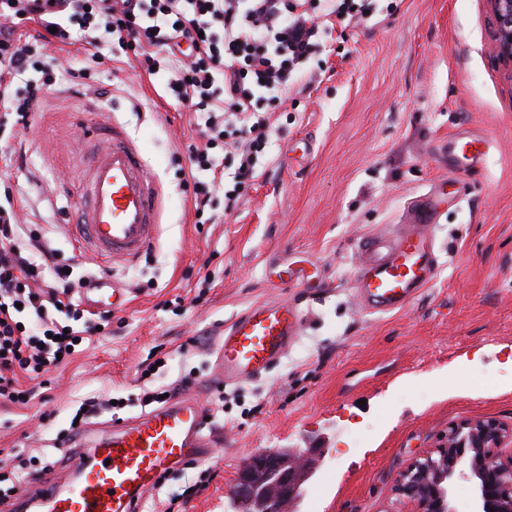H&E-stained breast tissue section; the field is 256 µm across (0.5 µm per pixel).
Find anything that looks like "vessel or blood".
I'll list each match as a JSON object with an SVG mask.
<instances>
[{"mask_svg": "<svg viewBox=\"0 0 512 512\" xmlns=\"http://www.w3.org/2000/svg\"><path fill=\"white\" fill-rule=\"evenodd\" d=\"M87 140L89 160L82 172V202L70 226L72 238L80 250L102 261H134L157 240L161 183L122 127L96 128ZM487 146L482 137H466L455 151L458 168L475 167ZM441 211V199L425 194L412 209V230L387 243L372 235L359 240L354 290L364 310L400 312L436 278L441 255L433 228ZM80 296L87 304L115 310L127 304L126 289L106 277H95ZM301 320L294 303L269 301L226 321L218 352L225 380L245 382L265 374L287 353ZM209 446L199 404L188 398L174 401L116 425L94 458H73L75 476L64 488L42 483L45 512H139L141 494L159 474L204 459Z\"/></svg>", "mask_w": 512, "mask_h": 512, "instance_id": "b4317fda", "label": "vessel or blood"}]
</instances>
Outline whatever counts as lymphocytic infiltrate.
Listing matches in <instances>:
<instances>
[{
    "label": "lymphocytic infiltrate",
    "mask_w": 512,
    "mask_h": 512,
    "mask_svg": "<svg viewBox=\"0 0 512 512\" xmlns=\"http://www.w3.org/2000/svg\"><path fill=\"white\" fill-rule=\"evenodd\" d=\"M365 0H0V139L28 130L32 116L57 89L50 46L87 35L91 59L102 63L101 36L132 51L142 69L162 75L166 94L193 112L201 129L188 145L196 218L223 192L235 210V188L254 178L273 130L266 117L283 101L298 73L317 52L322 22L364 18ZM23 86H16L17 77ZM223 156H216V147ZM233 189H224L225 178ZM43 228L21 223L11 190L0 193V397L31 401L20 377L37 379L69 364L76 342L108 327L109 314L87 317L75 294L89 272H68ZM96 397L83 399L67 434L40 451L39 468H18L17 481L32 484L62 462V447L98 415Z\"/></svg>",
    "instance_id": "obj_1"
}]
</instances>
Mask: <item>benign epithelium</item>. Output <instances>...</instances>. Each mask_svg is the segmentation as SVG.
<instances>
[{
  "label": "benign epithelium",
  "mask_w": 512,
  "mask_h": 512,
  "mask_svg": "<svg viewBox=\"0 0 512 512\" xmlns=\"http://www.w3.org/2000/svg\"><path fill=\"white\" fill-rule=\"evenodd\" d=\"M495 19L492 51L512 67V0H487ZM512 428L494 420H465L403 470L396 492L405 512H458L459 482L470 485V512H512ZM321 449H290L251 456L231 489V512H297L315 474Z\"/></svg>",
  "instance_id": "1"
}]
</instances>
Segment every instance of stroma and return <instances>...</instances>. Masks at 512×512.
<instances>
[{"label": "stroma", "instance_id": "obj_1", "mask_svg": "<svg viewBox=\"0 0 512 512\" xmlns=\"http://www.w3.org/2000/svg\"><path fill=\"white\" fill-rule=\"evenodd\" d=\"M362 23L333 20L294 86L273 106L261 175L235 211L213 203L197 225L174 162L199 132L161 76L131 61L93 69L81 41L51 47L60 86L0 158L23 223L48 230L60 261L83 262L68 224L82 196L87 124L120 123L166 192L157 244L131 264H101L131 301L112 332L43 377L29 407L0 405V467L37 436L68 429L81 398H123L85 427L83 449L114 418L141 416L138 396L178 380L188 397L224 400L223 424L199 467H175L148 489L149 512H230L238 469L262 448L322 449L302 512H400L399 474L467 419L512 426V72L489 51L487 0H375ZM92 68L105 95L71 92ZM478 135L483 161L458 170L449 141ZM443 191L434 229L437 278L395 314L372 315L352 282L356 243L407 223L418 197ZM214 280L202 287L204 276ZM287 300L300 333L261 378L221 382L217 334L257 302ZM159 362L154 375L142 366Z\"/></svg>", "mask_w": 512, "mask_h": 512}]
</instances>
